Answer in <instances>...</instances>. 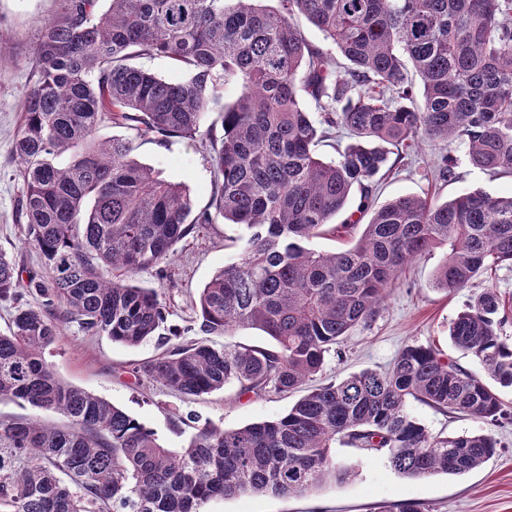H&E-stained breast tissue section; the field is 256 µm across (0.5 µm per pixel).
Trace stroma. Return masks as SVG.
<instances>
[{
  "label": "stroma",
  "mask_w": 512,
  "mask_h": 512,
  "mask_svg": "<svg viewBox=\"0 0 512 512\" xmlns=\"http://www.w3.org/2000/svg\"><path fill=\"white\" fill-rule=\"evenodd\" d=\"M58 5L59 0H0V251L15 258L24 272L39 276L46 270L36 250L25 244L18 214L23 183L13 145L23 122L22 102L35 81L33 52L40 23L54 17ZM97 136L103 140L133 138L131 130L109 122L100 126ZM133 140L137 163L186 186L195 209L209 205L215 178L205 140L174 138L165 147L148 138ZM442 153L428 143L403 153L393 170L381 177L376 205L408 194H426L438 203L473 190L498 197L512 195L511 176H495L472 165L460 144L446 152L452 158L454 177L440 179L437 164ZM241 233L240 226L221 221L197 225L194 233L174 246L168 260L134 276L135 285L157 292L168 311L166 325L179 332L181 342L200 338L195 306L199 291L224 265L242 258ZM445 256V250L436 249L409 264L387 293L378 315L355 327L327 355L317 382L337 381L363 370L386 371L408 345L432 347L472 373L483 375L478 360L451 344L449 327L479 295L491 290L506 302L507 320L500 334L512 342V265L484 271L466 288L447 292L435 285L436 270ZM165 350L157 338L129 347L105 335L84 336L76 324L66 323L46 357L61 379L122 408L174 451L188 445L195 428L171 415V408L235 429L281 417L301 396L297 390L280 395L244 394L238 386L228 385L200 398L185 399L157 382L136 383L131 369ZM406 410L432 435L483 433L495 438L500 448L481 467L461 476L440 473L407 478L391 469L384 454L367 453L339 440L332 448L336 462L356 467L348 482L328 481L288 497L245 494L217 498L206 504L205 512H378L379 506L402 500L420 503L423 512H512V423L498 425L450 415L414 399L408 400Z\"/></svg>",
  "instance_id": "1"
}]
</instances>
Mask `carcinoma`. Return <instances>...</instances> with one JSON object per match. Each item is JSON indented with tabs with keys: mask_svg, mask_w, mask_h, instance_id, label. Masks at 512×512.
I'll use <instances>...</instances> for the list:
<instances>
[{
	"mask_svg": "<svg viewBox=\"0 0 512 512\" xmlns=\"http://www.w3.org/2000/svg\"><path fill=\"white\" fill-rule=\"evenodd\" d=\"M100 2L60 0L40 25L14 143L26 243L49 276L25 281L0 253V302L16 304L0 333V398L68 424L0 418V512H204L214 498L302 494L354 476L355 466L333 459L338 437L385 452L408 478L464 475L494 456L492 436L433 437L406 411L412 398L492 423L512 417L496 389L512 387V344L499 335L493 291L458 315L449 339L495 385L430 346L408 345L387 371L315 385L277 419L237 429L206 421L179 452L57 377L44 353L70 321L126 346L158 335L165 306L128 279L220 218L244 230L243 257L199 294L206 338L133 368L186 398L228 383L282 394L313 380L425 252L448 248L435 284L449 292L512 264V196H400L376 207L372 195L391 149L418 141H460L472 165L512 175V0H277L276 9L262 0H107L105 10ZM301 17L332 49L307 41ZM334 50L349 62L342 71ZM143 56L166 57L189 78L167 81L132 63ZM229 77L240 93L225 106L216 89ZM209 112L217 118L204 130ZM107 120L160 145L207 138L210 204L194 210L184 186L138 164L132 139H97ZM336 128L354 142L324 161L315 147ZM356 191L357 212L371 213L356 243L313 249L311 239L336 233L326 226ZM107 269L125 278L108 279ZM25 294L37 305L19 304ZM240 327L275 348L209 340Z\"/></svg>",
	"mask_w": 512,
	"mask_h": 512,
	"instance_id": "obj_1",
	"label": "carcinoma"
}]
</instances>
